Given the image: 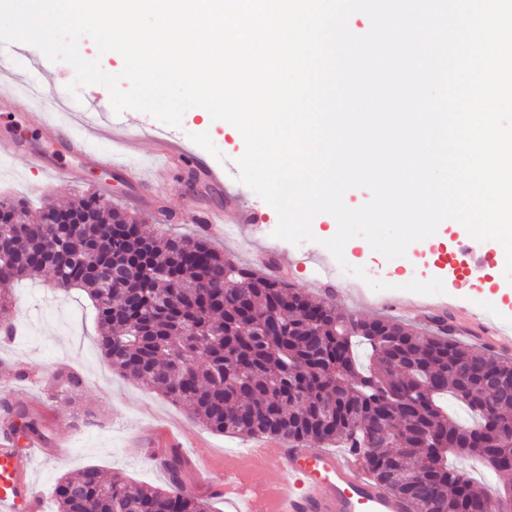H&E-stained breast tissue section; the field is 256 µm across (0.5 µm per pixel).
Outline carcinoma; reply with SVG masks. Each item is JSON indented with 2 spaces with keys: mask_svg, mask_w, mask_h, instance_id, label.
Here are the masks:
<instances>
[{
  "mask_svg": "<svg viewBox=\"0 0 512 512\" xmlns=\"http://www.w3.org/2000/svg\"><path fill=\"white\" fill-rule=\"evenodd\" d=\"M23 198L0 199V311L13 281L49 270L54 288L83 289L97 309L98 347L121 375L184 408L201 425L241 437L340 444L412 512H488L491 497L449 464L467 457L512 473V359L468 346L438 325L365 319L224 256L204 235L143 234L137 219L84 196L83 224L27 223ZM100 245L87 269L88 241ZM370 363L363 366L358 348ZM451 396L473 414L448 417ZM23 435L45 437L25 413ZM429 449L419 478L407 467ZM164 488L104 477L88 466L54 488L56 512H211L181 489L173 449Z\"/></svg>",
  "mask_w": 512,
  "mask_h": 512,
  "instance_id": "obj_1",
  "label": "carcinoma"
}]
</instances>
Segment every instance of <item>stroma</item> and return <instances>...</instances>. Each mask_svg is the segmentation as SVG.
Instances as JSON below:
<instances>
[{
    "instance_id": "obj_1",
    "label": "stroma",
    "mask_w": 512,
    "mask_h": 512,
    "mask_svg": "<svg viewBox=\"0 0 512 512\" xmlns=\"http://www.w3.org/2000/svg\"><path fill=\"white\" fill-rule=\"evenodd\" d=\"M55 110L38 105L28 96L15 98L9 107H0V135L18 129L33 140L41 141L48 154H55L53 143L42 141L41 131L47 117ZM221 121H203L195 110H188L181 126L166 127V135L184 139L193 153L216 168L235 164L245 149L242 137L225 133ZM192 139H185V130ZM154 144L143 140L137 158L147 179L140 188L130 186L121 169L100 170L88 167L79 182L61 178L47 179L45 174L30 169L24 159L0 162V195L29 200L32 213H39L43 203L66 205L77 196L97 192L101 180H109L112 191L108 202L113 207L139 215L146 232H161L164 227L183 234H196L199 225L187 218L188 210L216 212L229 231L214 237L212 244L227 257L259 266L267 256H275L282 272L293 287L309 296H334L339 307L348 313L372 319L389 316L424 325L420 307L423 294L400 290L403 271L412 278L442 280L447 309L456 313L458 325L471 324L473 316L512 323V279L505 268H498V286L484 290L486 277L475 269L465 277H456L452 268L454 255L439 260H426L424 254L385 258L372 251L345 252L348 265L363 267L366 279L339 282L319 275L332 254L320 240L327 228L314 219V242L306 253L298 252L294 243L275 238L278 225L276 211L240 183L230 177L222 187L189 189L186 173L163 165L153 154ZM254 209L263 216L255 233L238 226L241 209ZM389 283L386 291L369 288L368 279ZM12 316L19 325L15 339L0 340V417L15 418L18 410H26L41 422L48 440L46 452L33 466L36 491L44 512H53L52 490L61 476L77 475L84 467L95 465L106 474L120 475L136 484L165 486L167 474L147 448L145 436L158 425L166 424L182 433L184 448L202 458L207 465V478L221 483L224 478L225 454L244 452L246 439L218 434L201 426L183 409L171 404L160 394L112 369L97 345L98 327L91 302L85 292L75 289L59 294L49 276L17 283L12 290ZM79 375L82 385L74 402H67L58 386L60 373ZM96 410L95 424L85 425L79 419L81 410Z\"/></svg>"
}]
</instances>
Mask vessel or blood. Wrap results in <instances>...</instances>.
I'll return each mask as SVG.
<instances>
[{
  "label": "vessel or blood",
  "mask_w": 512,
  "mask_h": 512,
  "mask_svg": "<svg viewBox=\"0 0 512 512\" xmlns=\"http://www.w3.org/2000/svg\"><path fill=\"white\" fill-rule=\"evenodd\" d=\"M0 73L13 77L12 82L0 86L1 100L25 90L50 92L65 104L73 100L66 88L47 89L36 71L13 68L12 53L3 46ZM49 133L65 152L78 158V165L60 167L19 134L0 137V159L22 157L43 171L61 170L75 180L81 177L82 165L110 160L97 141L84 137L65 118L53 122ZM42 446L37 438L18 445L12 426L0 429V512H40L30 469ZM255 459L266 466V484L249 483L243 474L244 463ZM215 491L235 512H409L403 498L371 480L349 458L330 449L295 447L284 439H255L241 458L226 462L224 482Z\"/></svg>",
  "instance_id": "1"
}]
</instances>
